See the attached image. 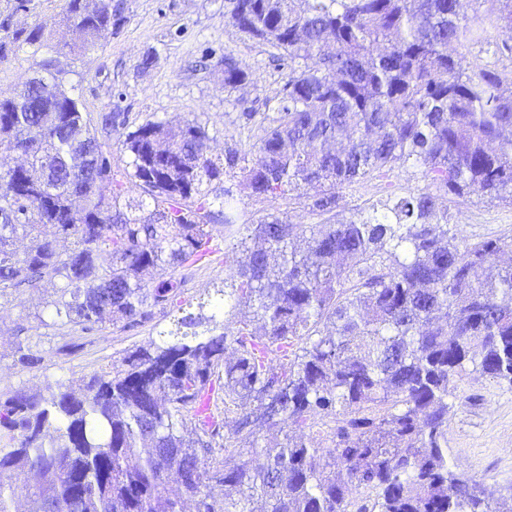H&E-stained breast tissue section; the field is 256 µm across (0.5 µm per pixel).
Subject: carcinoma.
I'll return each mask as SVG.
<instances>
[{
	"mask_svg": "<svg viewBox=\"0 0 512 512\" xmlns=\"http://www.w3.org/2000/svg\"><path fill=\"white\" fill-rule=\"evenodd\" d=\"M498 4L493 54L512 55V0ZM242 32L283 50L288 82L276 115L242 168L252 191L283 197L321 187L312 211L336 209V191L375 171L410 163L448 198L477 195L512 204V96L507 75L448 53L485 44V28L462 22L458 0H228ZM80 46L38 63L23 99L0 98V147L38 140L25 167L0 160V298L51 288L49 326L85 334L106 323L135 327L177 300L173 271L212 253L203 184L224 167L203 151L205 128L147 121L128 130L114 112L96 127L68 87L62 59L95 44L123 19L120 5L67 0ZM43 23L0 39L40 47ZM318 55L313 66L303 60ZM246 74L224 57V87ZM129 152L127 177L154 203L137 213L112 180V136ZM82 137L100 158L73 171L70 143ZM55 161V190L37 186ZM82 199L76 208L74 196ZM224 226L243 225L231 292L201 312L67 389L45 396L0 390V512H501L502 490L448 459L449 398L477 373L512 387V264L505 243L473 241L448 224L439 196L419 193L310 225L241 220L219 202ZM29 238L18 253L13 240ZM72 248L59 252L60 240ZM252 322H218L228 300ZM210 307L211 315L202 312ZM205 330L199 332L197 328ZM28 341L13 366L40 367ZM193 437L181 434L186 419ZM323 427L322 446L314 428ZM283 434L266 442L259 431Z\"/></svg>",
	"mask_w": 512,
	"mask_h": 512,
	"instance_id": "carcinoma-1",
	"label": "carcinoma"
}]
</instances>
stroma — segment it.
I'll return each mask as SVG.
<instances>
[{"label":"stroma","mask_w":512,"mask_h":512,"mask_svg":"<svg viewBox=\"0 0 512 512\" xmlns=\"http://www.w3.org/2000/svg\"><path fill=\"white\" fill-rule=\"evenodd\" d=\"M123 20L104 32L96 44L78 57L69 77L77 85L84 110L92 122L103 114L122 112L131 126L149 120L178 124L197 120L208 135V155L218 159L233 148L250 157L261 135L260 120L284 93L288 70L282 54L266 42L251 38L224 18L225 0H121ZM14 0H0V39L19 28L48 22L55 42H74L78 32L63 19L65 0H31L28 11L15 10ZM50 48L23 46L0 61V97H10L32 74ZM233 57L246 72L244 84L224 89V56ZM252 113L244 121V113ZM209 195L231 191L237 206L256 224L277 217L305 226L321 223L311 209L309 195L294 192L279 198L253 196L240 176L224 174L204 186ZM435 186L412 165L373 174L340 189L337 218L354 210L412 192L434 191ZM449 223L464 235L480 240L498 238L512 258V205L477 197L448 205ZM214 251L195 266L183 269L186 279L177 306L155 311L151 321L131 330L109 326L103 339L84 353L59 351L58 329L49 327L45 293L27 290L0 303V388L24 386L43 393L64 386L78 389L90 371L118 360L126 352L171 329L177 318L197 313L200 299L214 294L230 280L240 234L228 233L222 222L210 225ZM30 339L44 358L42 367L19 371L13 365L16 343ZM457 397L448 413V455L476 479L499 486L512 485V387L478 374L458 383Z\"/></svg>","instance_id":"35a3bbf8"}]
</instances>
